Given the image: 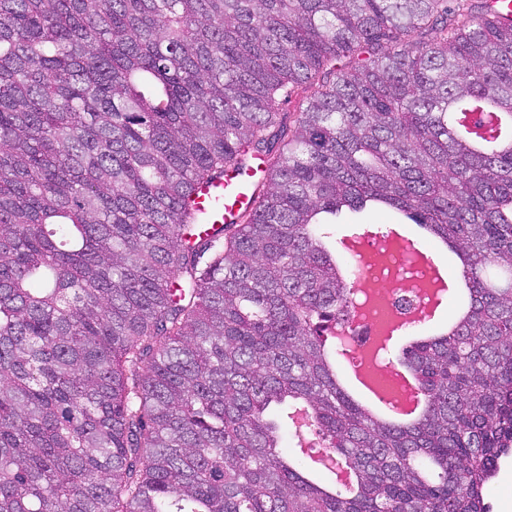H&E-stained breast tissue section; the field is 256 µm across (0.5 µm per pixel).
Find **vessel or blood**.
I'll list each match as a JSON object with an SVG mask.
<instances>
[{
    "label": "vessel or blood",
    "instance_id": "vessel-or-blood-1",
    "mask_svg": "<svg viewBox=\"0 0 512 512\" xmlns=\"http://www.w3.org/2000/svg\"><path fill=\"white\" fill-rule=\"evenodd\" d=\"M253 197V178L248 173L200 186L194 196L198 222L206 226L231 223L241 210L253 206Z\"/></svg>",
    "mask_w": 512,
    "mask_h": 512
}]
</instances>
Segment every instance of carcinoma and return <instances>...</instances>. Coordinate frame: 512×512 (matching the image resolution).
Masks as SVG:
<instances>
[{"mask_svg": "<svg viewBox=\"0 0 512 512\" xmlns=\"http://www.w3.org/2000/svg\"><path fill=\"white\" fill-rule=\"evenodd\" d=\"M495 114L512 19L472 0H0V512H489L512 451ZM253 159L257 206L200 237L196 188ZM369 203L467 282L404 352L407 425L325 342L353 281L324 225ZM273 405L310 410L353 489L279 451Z\"/></svg>", "mask_w": 512, "mask_h": 512, "instance_id": "cac0c4a2", "label": "carcinoma"}]
</instances>
